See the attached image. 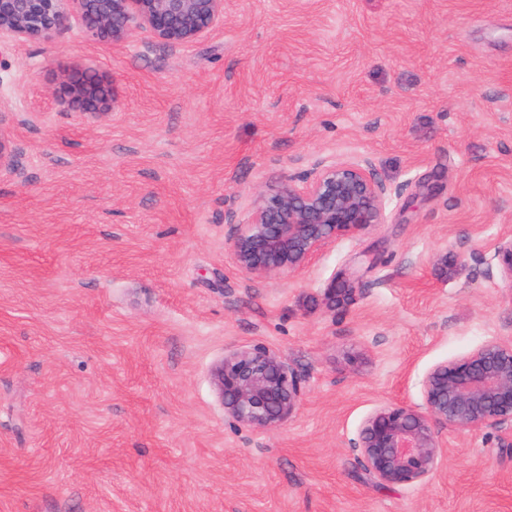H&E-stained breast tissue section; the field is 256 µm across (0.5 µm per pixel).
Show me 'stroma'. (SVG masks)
<instances>
[{
    "label": "stroma",
    "mask_w": 512,
    "mask_h": 512,
    "mask_svg": "<svg viewBox=\"0 0 512 512\" xmlns=\"http://www.w3.org/2000/svg\"><path fill=\"white\" fill-rule=\"evenodd\" d=\"M7 55L0 512H512L507 429H439L436 472L406 486L352 446L377 407H421L434 364L512 338V0H224L186 46L72 24ZM75 61L112 76L114 111H60ZM364 158L383 223L291 276L237 270L225 209ZM339 272L361 289L334 308ZM256 343L302 380L280 429L212 386Z\"/></svg>",
    "instance_id": "35a3bbf8"
}]
</instances>
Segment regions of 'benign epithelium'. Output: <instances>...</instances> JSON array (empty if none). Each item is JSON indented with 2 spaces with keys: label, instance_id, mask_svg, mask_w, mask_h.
Returning <instances> with one entry per match:
<instances>
[{
  "label": "benign epithelium",
  "instance_id": "7a95c632",
  "mask_svg": "<svg viewBox=\"0 0 512 512\" xmlns=\"http://www.w3.org/2000/svg\"><path fill=\"white\" fill-rule=\"evenodd\" d=\"M70 21L92 40L121 44L144 30L158 43L180 47L224 26V0H0V41L51 40ZM57 80L64 112L98 115L117 107L108 76L73 63ZM14 167L10 141L0 134V171ZM388 198L369 161L318 160L259 193L245 220L225 211V244L237 268L252 278L292 275L336 240L382 223ZM355 292V281L342 274L325 297L334 306ZM212 383L225 414L258 431L285 425L303 397L301 379L262 344L225 356L212 370ZM422 392V407L384 405L361 423L353 448L382 486L435 473L446 453L437 426L512 430V343L491 342L434 364Z\"/></svg>",
  "mask_w": 512,
  "mask_h": 512
}]
</instances>
